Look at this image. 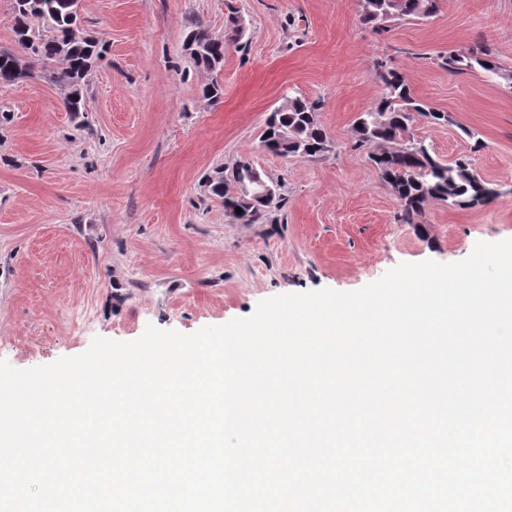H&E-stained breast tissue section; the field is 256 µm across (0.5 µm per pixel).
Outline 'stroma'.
<instances>
[{"mask_svg": "<svg viewBox=\"0 0 512 512\" xmlns=\"http://www.w3.org/2000/svg\"><path fill=\"white\" fill-rule=\"evenodd\" d=\"M361 13V0H82V27L106 47L83 87L84 125L63 85L0 88L11 114L0 128V359L47 365L150 325L192 334L272 296L355 291L402 263L458 262L477 242L512 239V87L435 63L482 40L512 70V0H439L431 18L383 30ZM198 27L226 41L217 71L185 49ZM381 60L451 116L417 118L416 139L443 163L471 159L499 190L493 203L431 200L419 223L398 221L391 188L354 146L357 116L383 92ZM214 79L216 103L203 94ZM295 95L319 102L329 152L262 147L270 113ZM241 161L281 197L257 224L203 182Z\"/></svg>", "mask_w": 512, "mask_h": 512, "instance_id": "1", "label": "stroma"}]
</instances>
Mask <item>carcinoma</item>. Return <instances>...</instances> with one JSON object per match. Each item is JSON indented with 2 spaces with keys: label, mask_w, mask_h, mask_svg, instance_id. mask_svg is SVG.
<instances>
[{
  "label": "carcinoma",
  "mask_w": 512,
  "mask_h": 512,
  "mask_svg": "<svg viewBox=\"0 0 512 512\" xmlns=\"http://www.w3.org/2000/svg\"><path fill=\"white\" fill-rule=\"evenodd\" d=\"M12 2L13 33L19 52L0 51V85L33 77L36 63L43 78L68 88L63 99L66 111L76 116L86 111L81 86L103 59L106 48L81 28L82 0ZM437 8V0H363L362 21L373 25L384 11L392 17L424 19L433 16ZM33 18L41 22L43 29L30 26ZM186 41L192 46L196 65L214 70L223 62L224 40L196 29L188 33ZM440 60L439 66L451 75L481 69L493 80L504 76L482 41L466 52L450 50ZM377 69L382 95L371 109L358 115L354 131L357 146L373 149L370 158L399 201V220L405 224L419 223L423 205L431 199L467 208L490 204L499 190L473 169L470 160L461 158L445 164L414 137L412 124L416 117L441 124L449 122L448 113L435 111L415 97L405 76L388 62H378ZM288 101L291 105L287 111L275 113L277 126L266 127L270 136L261 137L262 146L284 156L301 158L328 152L331 142L318 122L319 103L301 96H290ZM257 176L259 172L250 162L240 161L227 175L218 170L207 177L206 185L212 195L224 200V208H241L239 217L255 224L264 219L269 209L279 206L281 199L276 188L267 185L268 195L260 198L232 193L229 186L238 188Z\"/></svg>",
  "instance_id": "cac0c4a2"
}]
</instances>
